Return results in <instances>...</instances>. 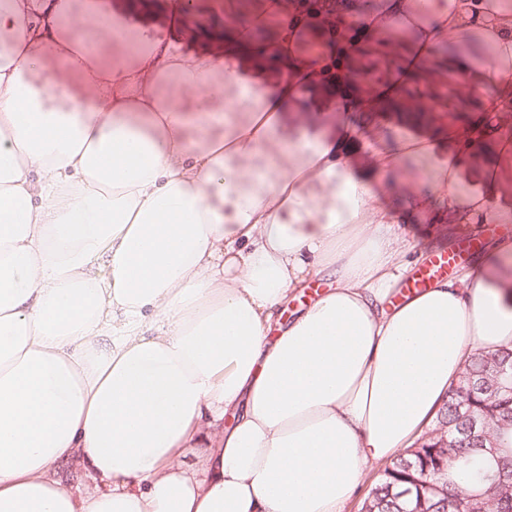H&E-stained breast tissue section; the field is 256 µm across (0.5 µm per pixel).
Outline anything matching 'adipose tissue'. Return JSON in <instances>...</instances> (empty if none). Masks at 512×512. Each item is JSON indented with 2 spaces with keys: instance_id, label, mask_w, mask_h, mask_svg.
Listing matches in <instances>:
<instances>
[{
  "instance_id": "obj_1",
  "label": "adipose tissue",
  "mask_w": 512,
  "mask_h": 512,
  "mask_svg": "<svg viewBox=\"0 0 512 512\" xmlns=\"http://www.w3.org/2000/svg\"><path fill=\"white\" fill-rule=\"evenodd\" d=\"M154 9L0 0V512H344L368 465L419 443L472 354L512 350V289L493 279L397 296L412 244L393 213L508 224L512 192L478 152L462 168L449 114L379 147L357 134L366 102L334 135L287 139L319 63L297 27L259 44L241 14L223 51L195 54L184 0L165 36L140 23ZM385 14L426 16L420 68L453 45L460 97L512 90L497 0L485 64L461 0ZM314 278L327 290L280 322ZM76 456L101 491L61 487Z\"/></svg>"
}]
</instances>
